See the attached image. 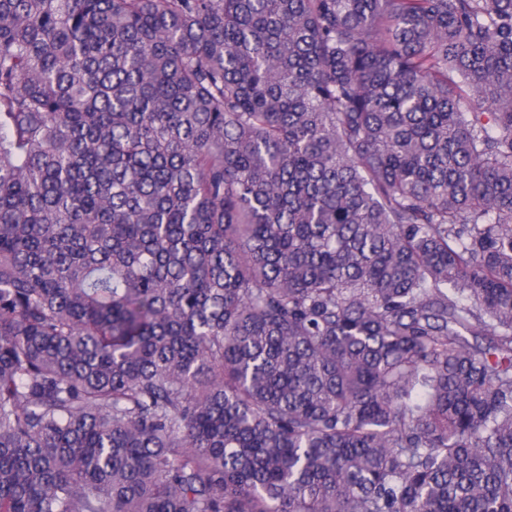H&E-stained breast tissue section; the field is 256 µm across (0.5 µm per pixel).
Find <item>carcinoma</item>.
Segmentation results:
<instances>
[{
  "label": "carcinoma",
  "instance_id": "obj_1",
  "mask_svg": "<svg viewBox=\"0 0 512 512\" xmlns=\"http://www.w3.org/2000/svg\"><path fill=\"white\" fill-rule=\"evenodd\" d=\"M0 512H512V0H0Z\"/></svg>",
  "mask_w": 512,
  "mask_h": 512
}]
</instances>
